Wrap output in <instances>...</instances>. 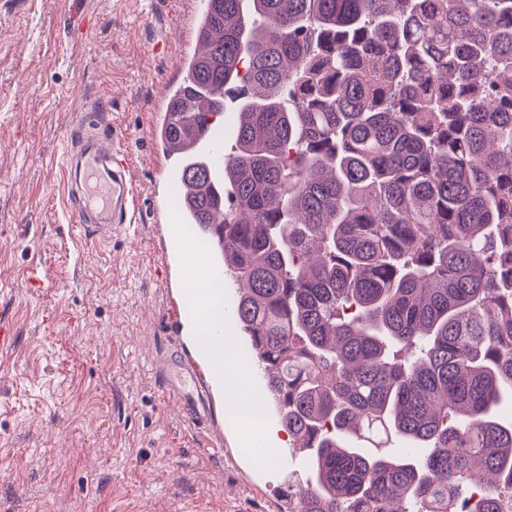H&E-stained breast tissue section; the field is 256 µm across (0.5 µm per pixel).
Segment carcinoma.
<instances>
[{
	"instance_id": "cac0c4a2",
	"label": "carcinoma",
	"mask_w": 512,
	"mask_h": 512,
	"mask_svg": "<svg viewBox=\"0 0 512 512\" xmlns=\"http://www.w3.org/2000/svg\"><path fill=\"white\" fill-rule=\"evenodd\" d=\"M157 136L305 452L281 512H507L512 0H208ZM237 103L229 98L225 101L224 113L218 117L222 129L210 128L206 136L199 142L200 149L208 158L211 166L218 173L224 171V144L226 152H230L233 144L232 128L236 119ZM225 131V137H224Z\"/></svg>"
}]
</instances>
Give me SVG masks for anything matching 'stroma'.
Segmentation results:
<instances>
[{
	"label": "stroma",
	"instance_id": "stroma-1",
	"mask_svg": "<svg viewBox=\"0 0 512 512\" xmlns=\"http://www.w3.org/2000/svg\"><path fill=\"white\" fill-rule=\"evenodd\" d=\"M193 0H0V512H276L303 458L267 469L227 423L199 445L153 372L190 355L183 267L166 254L173 167L154 132L196 48ZM125 137L136 223L100 242L69 215L82 114ZM45 278L33 287L31 271Z\"/></svg>",
	"mask_w": 512,
	"mask_h": 512
}]
</instances>
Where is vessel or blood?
I'll return each mask as SVG.
<instances>
[{
  "mask_svg": "<svg viewBox=\"0 0 512 512\" xmlns=\"http://www.w3.org/2000/svg\"><path fill=\"white\" fill-rule=\"evenodd\" d=\"M200 149L216 171L224 169V132L209 129ZM65 169L70 177L71 214L89 234L98 238L111 236L117 227L133 223L139 209V196L131 176L130 156L117 130L99 122H84L79 136L66 152ZM185 188L177 176L168 180V220L174 226L168 242L171 253L183 260L188 279H220L222 266L211 259L207 239L190 240L184 221L181 198ZM156 373L165 395L175 402L189 424L196 428V438L214 452H222L224 442L213 430L210 418V391L206 365L201 358H161Z\"/></svg>",
  "mask_w": 512,
  "mask_h": 512,
  "instance_id": "vessel-or-blood-1",
  "label": "vessel or blood"
}]
</instances>
